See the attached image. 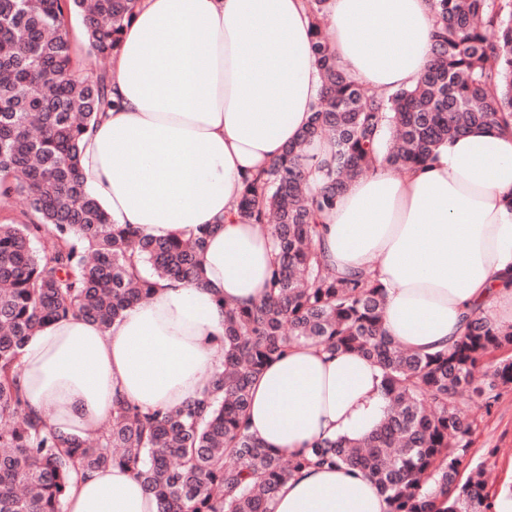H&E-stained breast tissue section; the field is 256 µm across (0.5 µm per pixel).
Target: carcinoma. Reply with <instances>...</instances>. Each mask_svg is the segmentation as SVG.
<instances>
[{"instance_id": "obj_1", "label": "carcinoma", "mask_w": 512, "mask_h": 512, "mask_svg": "<svg viewBox=\"0 0 512 512\" xmlns=\"http://www.w3.org/2000/svg\"><path fill=\"white\" fill-rule=\"evenodd\" d=\"M326 0H308L311 47L325 92L300 138L244 181L238 216L271 236L275 262L262 303L224 302V366L202 397L165 413L117 402L93 443L56 435L19 381L37 329L70 313L107 327L148 299L156 280L194 281L208 226L186 240L141 238L114 226L90 192L81 142L111 106L108 71L80 65L69 20L89 51L116 52L137 0H0V206L21 198L23 220L0 222V512H62L72 473L129 467L159 512H270L280 485L310 466L344 465L372 479L390 512H492L485 471L472 464L478 428L462 398L490 411L512 386V326L479 314L448 350H408L382 328V286L339 275L314 244L320 217L374 156L409 169L477 127L512 132V0H436L433 63L417 83L368 95L336 63ZM328 138L336 164L306 181V146ZM293 346L356 352L379 366L389 399L362 440L321 438L284 458L248 434L250 390ZM468 475L463 477L461 472Z\"/></svg>"}]
</instances>
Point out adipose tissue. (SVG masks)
<instances>
[{
  "instance_id": "obj_1",
  "label": "adipose tissue",
  "mask_w": 512,
  "mask_h": 512,
  "mask_svg": "<svg viewBox=\"0 0 512 512\" xmlns=\"http://www.w3.org/2000/svg\"><path fill=\"white\" fill-rule=\"evenodd\" d=\"M337 62L381 93L414 85L432 54L434 0H327ZM307 0H139L112 57L114 105L87 133L81 166L113 224L151 238L209 225L199 281L162 280L109 327L78 314L30 336L20 355L30 409L58 435L100 434L114 401L155 412L201 397L224 361L221 300L268 295L267 233L236 213L244 178L307 127L323 92ZM338 274L372 272L383 327L435 352L465 319L512 324V134L474 131L406 171L376 163L324 214L316 239ZM382 372L353 352L295 347L251 388L249 433L285 456L319 438L361 440L383 420ZM272 512H389L374 482L309 467ZM63 512H159L134 472L78 471Z\"/></svg>"
}]
</instances>
